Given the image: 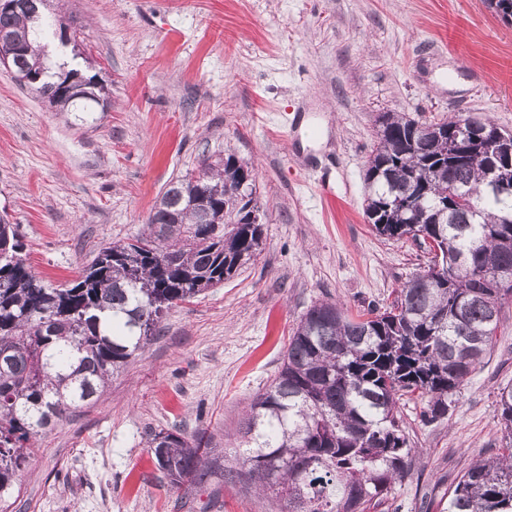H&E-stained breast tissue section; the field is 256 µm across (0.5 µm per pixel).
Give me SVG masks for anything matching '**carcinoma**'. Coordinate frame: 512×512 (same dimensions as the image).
Instances as JSON below:
<instances>
[{
	"label": "carcinoma",
	"mask_w": 512,
	"mask_h": 512,
	"mask_svg": "<svg viewBox=\"0 0 512 512\" xmlns=\"http://www.w3.org/2000/svg\"><path fill=\"white\" fill-rule=\"evenodd\" d=\"M33 0L0 12V32L26 38L21 68L45 69L43 49L63 22L31 18ZM49 75L38 89L61 109L90 111L59 92ZM467 120L423 123L397 112L379 118L369 156L365 215L381 236L411 239L430 254L391 306L348 313L323 301L300 319L270 387L249 403L233 458L212 455L201 429L153 432L148 447L162 482L179 488L229 481L272 491L276 512H370L409 475L412 448L397 414L407 396L427 399L423 416H448L453 397L482 362L512 298V165L508 191L493 195L487 174L505 144L456 139ZM448 133V147L429 128ZM232 154L204 161L171 181L144 235L100 250L63 287L31 270L18 226L0 215V503L35 452L39 432L98 402L109 379L143 350L171 307L234 276L262 247L259 211L240 193ZM222 186L220 197L213 189ZM501 452L473 462L443 512H512V384L498 394Z\"/></svg>",
	"instance_id": "carcinoma-1"
}]
</instances>
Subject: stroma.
<instances>
[{
	"label": "stroma",
	"instance_id": "35a3bbf8",
	"mask_svg": "<svg viewBox=\"0 0 512 512\" xmlns=\"http://www.w3.org/2000/svg\"><path fill=\"white\" fill-rule=\"evenodd\" d=\"M72 58L107 100L58 112L0 72V212L34 272L58 286L145 230L156 197L204 159L257 172L262 251L171 308L101 401L38 436L9 512H268L232 484L166 489L150 431L212 432L232 456L247 404L276 375L315 303L390 302L428 263L365 216L377 118L450 113L512 132V23L484 0H61ZM328 179L333 201L320 191ZM494 347L447 417L399 403L417 453L381 512H440L461 472L501 446L497 395L512 384V300Z\"/></svg>",
	"mask_w": 512,
	"mask_h": 512
}]
</instances>
